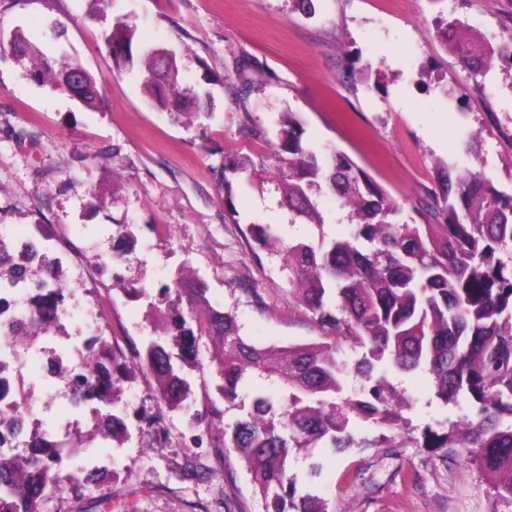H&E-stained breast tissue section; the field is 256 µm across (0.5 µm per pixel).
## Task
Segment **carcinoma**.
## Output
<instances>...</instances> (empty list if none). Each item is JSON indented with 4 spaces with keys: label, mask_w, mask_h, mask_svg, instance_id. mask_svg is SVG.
<instances>
[{
    "label": "carcinoma",
    "mask_w": 512,
    "mask_h": 512,
    "mask_svg": "<svg viewBox=\"0 0 512 512\" xmlns=\"http://www.w3.org/2000/svg\"><path fill=\"white\" fill-rule=\"evenodd\" d=\"M134 36L135 29L119 17L103 33L113 68L137 74L157 107L201 114L200 94L182 81L175 57L147 49L135 59ZM455 49L475 76L488 77L496 59L512 66V32L495 45L462 37ZM0 52L37 56L33 79L86 107L100 98L101 80L86 70L75 79L66 63L52 69L19 30L8 43L0 42ZM249 69L247 61H236L240 82L233 94L242 103L253 91L244 79ZM461 149L472 165L442 166L438 188L410 202L417 218L409 221L398 220L404 205L357 163L304 141L292 112L282 113L272 155L224 157L225 191H231L232 176L266 180L279 194L278 206L288 210V223L320 230L317 241L297 244L284 243L270 224H251L248 234L251 251L280 257L321 341L278 348L252 344L241 336L232 314L209 304L205 283L179 274L160 288L161 296L174 292L187 306V314L167 321L173 346L149 336L131 365L118 343L88 339L94 374L80 386L75 405L93 401L102 406L92 434L125 440L128 427L118 391L138 370L153 378L161 404L207 423L216 436L213 445L239 456L265 512H331L325 499L297 489L289 476L290 449L312 448L318 441L335 450L379 446L375 439L356 440L351 418L366 414L376 425L396 429L407 401L387 375L423 371L433 377L436 398L444 404L461 394L476 403L475 419L431 446L470 449L469 461L491 480L496 497L512 502V192L498 189L481 166L476 134L465 133ZM325 193L348 210L346 238L323 233L328 216L320 198ZM132 228L115 225L113 260L134 242ZM27 264L25 253L15 254L0 241V270H24ZM32 284L30 311L11 325L12 332L21 333V348L32 347L31 337L57 324L65 300L63 276L51 261L42 263ZM344 343L363 351L352 366L339 357ZM204 366L217 376V393L226 399L254 378L271 382L276 390L257 395L252 410L226 427L224 412L215 404L205 416L191 412L185 368ZM352 368L367 380L364 397L338 403ZM28 404L25 398L15 402L10 415L0 410V430L21 435L18 415ZM63 453L55 437L37 431L23 454L0 449V512H43L48 495L61 490L57 470Z\"/></svg>",
    "instance_id": "1"
}]
</instances>
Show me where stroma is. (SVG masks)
I'll use <instances>...</instances> for the list:
<instances>
[{
    "instance_id": "35a3bbf8",
    "label": "stroma",
    "mask_w": 512,
    "mask_h": 512,
    "mask_svg": "<svg viewBox=\"0 0 512 512\" xmlns=\"http://www.w3.org/2000/svg\"><path fill=\"white\" fill-rule=\"evenodd\" d=\"M315 8L310 17L292 0H116L114 14L136 30L134 50L174 54L203 96L208 114L194 121L150 105L137 76L114 73L101 39L106 21L89 0H0V33L23 31L50 60L78 63L103 81L91 109L32 81L29 60L0 59V234L46 236L48 258L61 261L68 297L59 325L34 339L56 349L57 372L92 336L117 338L133 356L158 330L123 284L153 292L182 268L252 342L318 341L278 258L252 253L247 226L274 224L295 242L344 238L350 226L330 196L322 206L332 219L320 231L289 223L266 187L245 177L225 197L223 157L267 151L249 123L273 137L281 113L295 112L304 140L343 152L400 202L435 187L438 166L460 158L470 131L487 174L512 190V69L497 63L482 82L442 27L458 19L499 37L512 28V0H401L394 8L315 0ZM239 59L255 63L258 87L243 109L224 86L236 80ZM22 130L35 141L18 139ZM118 224L134 225L136 240L116 263ZM389 380L412 401L399 429L405 445L291 450L298 488L335 512H512L466 449L425 445V431L443 435L473 418L472 401L442 405L421 371ZM17 381L38 401L44 426L82 438L63 467L81 479L79 490L53 493L44 512H264L243 462L214 448L206 425L161 411L151 378L138 373L123 387L129 437L120 445L88 440L92 405L73 407L61 386L44 392L26 373Z\"/></svg>"
}]
</instances>
